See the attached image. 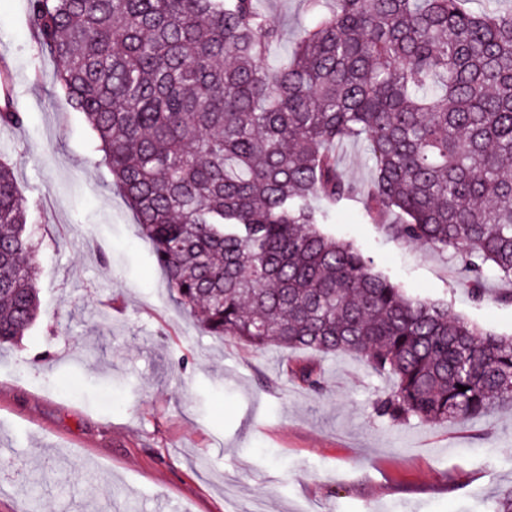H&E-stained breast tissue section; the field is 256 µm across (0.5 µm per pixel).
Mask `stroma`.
Here are the masks:
<instances>
[{"label":"stroma","instance_id":"stroma-1","mask_svg":"<svg viewBox=\"0 0 512 512\" xmlns=\"http://www.w3.org/2000/svg\"><path fill=\"white\" fill-rule=\"evenodd\" d=\"M290 57L304 0H257ZM26 119L0 129L39 242L40 310L0 346V512H491L512 487V408L464 422L392 425L373 403L389 377L350 356L251 347L207 335L174 301L149 240L112 184L96 137L27 27L0 0V61ZM344 175L373 179L366 143L337 149ZM327 231L354 242L408 294L512 335L507 284L474 301L447 256L389 240L360 200ZM313 363L322 392L286 374Z\"/></svg>","mask_w":512,"mask_h":512}]
</instances>
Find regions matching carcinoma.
Listing matches in <instances>:
<instances>
[{
    "instance_id": "carcinoma-1",
    "label": "carcinoma",
    "mask_w": 512,
    "mask_h": 512,
    "mask_svg": "<svg viewBox=\"0 0 512 512\" xmlns=\"http://www.w3.org/2000/svg\"><path fill=\"white\" fill-rule=\"evenodd\" d=\"M25 2L176 303L204 332L353 355L393 379L374 402L392 424L512 405V338L407 294L322 228L360 195L393 240L458 259L473 298L488 269L512 283V11L334 0L273 65L278 30L256 0ZM23 123L5 100L0 128ZM346 139L369 145L367 188L339 167ZM36 251L1 161L0 344L38 315ZM287 372L323 389L312 364Z\"/></svg>"
}]
</instances>
